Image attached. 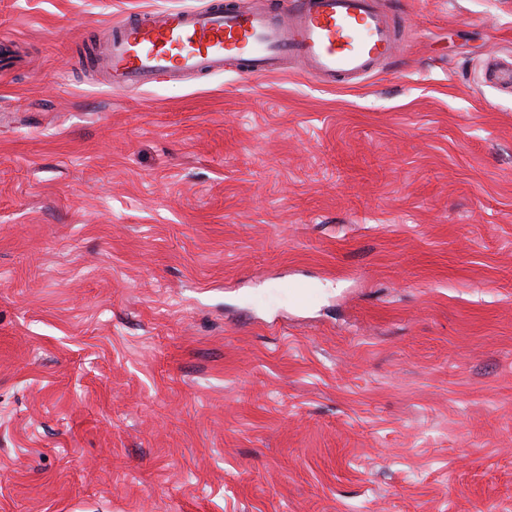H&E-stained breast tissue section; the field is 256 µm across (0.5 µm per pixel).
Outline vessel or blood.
Wrapping results in <instances>:
<instances>
[{
	"instance_id": "vessel-or-blood-1",
	"label": "vessel or blood",
	"mask_w": 512,
	"mask_h": 512,
	"mask_svg": "<svg viewBox=\"0 0 512 512\" xmlns=\"http://www.w3.org/2000/svg\"><path fill=\"white\" fill-rule=\"evenodd\" d=\"M404 47L381 0H290L287 12L241 11L212 0L204 10L167 8L114 30L96 64L115 91L222 73L225 62L264 76L296 64L326 85L373 74Z\"/></svg>"
}]
</instances>
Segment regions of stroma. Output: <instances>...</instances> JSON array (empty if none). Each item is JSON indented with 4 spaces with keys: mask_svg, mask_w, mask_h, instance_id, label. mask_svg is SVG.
Instances as JSON below:
<instances>
[{
    "mask_svg": "<svg viewBox=\"0 0 512 512\" xmlns=\"http://www.w3.org/2000/svg\"><path fill=\"white\" fill-rule=\"evenodd\" d=\"M208 0H0V512H512V0L405 58L113 91Z\"/></svg>",
    "mask_w": 512,
    "mask_h": 512,
    "instance_id": "stroma-1",
    "label": "stroma"
}]
</instances>
